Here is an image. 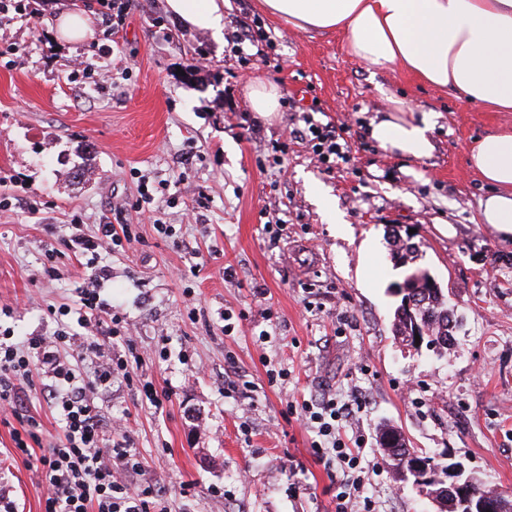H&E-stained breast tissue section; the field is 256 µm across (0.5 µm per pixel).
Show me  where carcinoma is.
Returning a JSON list of instances; mask_svg holds the SVG:
<instances>
[{
    "label": "carcinoma",
    "instance_id": "1",
    "mask_svg": "<svg viewBox=\"0 0 512 512\" xmlns=\"http://www.w3.org/2000/svg\"><path fill=\"white\" fill-rule=\"evenodd\" d=\"M389 246L393 258L406 268L403 282L407 288L414 290L416 297L415 308L408 311L402 302L395 308L393 334H402L401 342L407 343L413 328L418 326L425 330V347L448 350V341L455 336L450 329L453 310L448 306L444 289L437 285L427 270L416 264L421 244L394 236ZM378 443L382 458L399 474L416 455L414 450L407 447L402 432L393 426L380 430ZM418 459L430 461L432 457L420 455Z\"/></svg>",
    "mask_w": 512,
    "mask_h": 512
}]
</instances>
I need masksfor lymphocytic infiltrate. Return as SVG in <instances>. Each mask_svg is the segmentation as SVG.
<instances>
[{"label":"lymphocytic infiltrate","mask_w":512,"mask_h":512,"mask_svg":"<svg viewBox=\"0 0 512 512\" xmlns=\"http://www.w3.org/2000/svg\"><path fill=\"white\" fill-rule=\"evenodd\" d=\"M322 163L347 160L350 145L343 132L334 126L309 123L301 134ZM60 315H75L81 328H95L112 342L134 351L135 340L126 321L101 301L98 286L82 288L77 306L61 305ZM73 337L67 330L53 336H36L21 342L0 336V413L18 423L11 432L14 457L24 464L39 462L44 493L42 512H172L164 492L153 486L131 487L129 474L142 463L133 452L126 425L106 428L88 395L111 387L121 380L127 385L141 384L151 405L162 406L167 394L152 383L141 382L138 369L141 356L133 359L101 354L97 345L87 351L95 357L94 378L86 380L70 352ZM38 388L56 413L63 435L46 454L35 456L40 442L41 424L27 410L29 388ZM287 414L297 416L313 433L311 448L316 456L337 461L346 480L337 495L336 512H347L359 503L363 512H373L371 499H359L363 487L360 476L361 439H348L341 425L350 418L347 405L330 396L288 405Z\"/></svg>","instance_id":"obj_1"}]
</instances>
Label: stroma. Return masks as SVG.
Here are the masks:
<instances>
[{
    "label": "stroma",
    "instance_id": "stroma-1",
    "mask_svg": "<svg viewBox=\"0 0 512 512\" xmlns=\"http://www.w3.org/2000/svg\"><path fill=\"white\" fill-rule=\"evenodd\" d=\"M75 8L91 34L73 42L56 19ZM224 14L220 42L175 23L165 0H129L118 26L99 0H34L32 13L0 18V51H12L0 58V197L10 200L0 204V326L19 341L54 335L65 320L49 307L100 277L102 299L135 333L140 375L171 397L157 408L116 382L94 403L131 431L142 460L132 485L162 488L174 512H336L339 465L316 457L285 414L325 394L364 399L344 430L365 439L375 512H438L383 461L386 424L512 492V241L478 223L484 190L466 162L474 140L512 127V112L369 67L340 34L290 28L258 0H224ZM253 18L273 42L253 71L280 90L271 120L252 110L232 52ZM390 93L439 115L423 179L366 136ZM309 117L346 126L348 160L326 166L298 139L274 155ZM144 184L172 236L134 211ZM322 193L344 233L320 210ZM102 224L128 225L130 243L85 250ZM393 230L420 243L418 265L462 320L446 354L393 336L391 287L404 277ZM229 355L247 388L225 389ZM271 369L286 378L269 384ZM0 484L18 512H41L39 470L11 465Z\"/></svg>",
    "mask_w": 512,
    "mask_h": 512
}]
</instances>
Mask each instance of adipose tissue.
<instances>
[{
	"mask_svg": "<svg viewBox=\"0 0 512 512\" xmlns=\"http://www.w3.org/2000/svg\"><path fill=\"white\" fill-rule=\"evenodd\" d=\"M182 26L223 39L224 0H166ZM261 10L302 31L339 32L348 54L368 65L397 68L424 85L494 112H512V0H259ZM389 108L368 124L390 154L429 159L438 115L388 96ZM468 167L487 192L478 221L512 240V128L485 135Z\"/></svg>",
	"mask_w": 512,
	"mask_h": 512,
	"instance_id": "ef3b65f1",
	"label": "adipose tissue"
}]
</instances>
